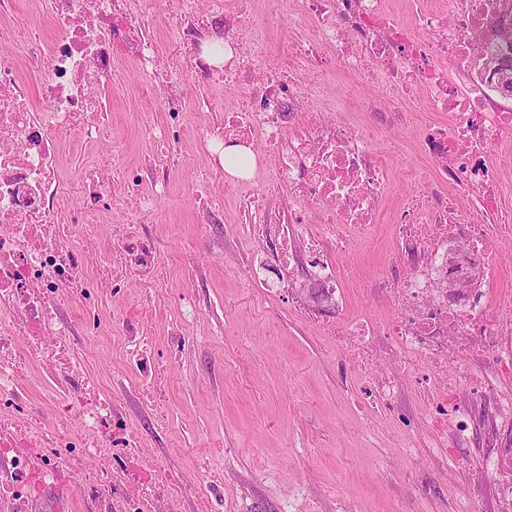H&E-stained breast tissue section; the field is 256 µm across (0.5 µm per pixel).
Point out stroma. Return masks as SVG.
<instances>
[{
  "instance_id": "35a3bbf8",
  "label": "stroma",
  "mask_w": 512,
  "mask_h": 512,
  "mask_svg": "<svg viewBox=\"0 0 512 512\" xmlns=\"http://www.w3.org/2000/svg\"><path fill=\"white\" fill-rule=\"evenodd\" d=\"M371 92L362 78L341 75L306 106L307 112L375 130L374 153L387 173L377 223L337 258L343 276L335 307L306 300L304 264L282 265L248 234L243 210L225 196L223 181L213 186L224 199L223 223H201L191 186L209 162L199 137L216 116L192 108L178 144L179 164L150 217L167 275L101 288L95 327L76 340L103 390L126 391L130 422L146 456L193 487L203 467L221 472L224 493L212 512H502L512 501V428L495 417L499 395L512 393V370L497 372L496 395H477L461 379L459 399L471 412L472 428L465 438L449 435L442 453L426 422L431 402L409 382L401 383L391 404L377 407L363 398L375 369H402L398 347L378 338L375 367L361 369L343 363L326 333L328 326L360 315L390 317L380 276L388 259L401 256L395 209L401 195L430 190L434 179L418 137L441 114L419 112L406 129L388 127L383 113L363 107ZM108 96L112 136L96 152L141 165L151 148L140 125L163 124L165 115L128 62H120ZM492 254L481 288L484 305L496 314L502 287L512 282V241L496 244ZM260 263L276 292L249 277ZM148 296L154 309L147 332L169 385V420L160 428L150 425L148 410L123 376L119 335L122 322L138 315ZM186 297L196 315L185 324V343L172 359L166 338Z\"/></svg>"
}]
</instances>
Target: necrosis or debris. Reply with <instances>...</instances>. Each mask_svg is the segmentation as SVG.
Listing matches in <instances>:
<instances>
[{"label":"necrosis or debris","mask_w":512,"mask_h":512,"mask_svg":"<svg viewBox=\"0 0 512 512\" xmlns=\"http://www.w3.org/2000/svg\"><path fill=\"white\" fill-rule=\"evenodd\" d=\"M251 2L211 0L203 21L194 0H177L178 38L168 55L130 0H48L53 31L43 42L32 39L28 17L0 27V41L24 42L47 73L37 93H29L18 63L0 56V512H29L50 485L77 493L91 512H182L181 481L162 462L145 458L122 401L85 373L70 342L78 325L64 320L60 300L78 303L86 313L82 324L94 323L98 296L86 275L87 254L102 249L94 213L117 209L125 198L141 217L154 211L177 164L192 106L219 115L199 139L204 152L219 144H259L270 156L257 181L225 174L220 157L211 154L193 191L223 179L250 215L248 231L278 225L273 246L284 262L292 254L287 226L316 212L319 228L309 239L306 265L313 286L328 289L340 278L334 251L376 223L387 177L370 132L322 117L300 119L304 105L319 84L343 72L365 77L376 89L367 111L390 113L397 122L408 112L442 113L445 123L424 130L419 149L456 195L400 210L403 262L387 270L397 314L382 324L351 320L336 337L355 360L379 334L413 355L401 376L377 379L371 397L391 402L400 377L414 378L435 400L432 426L453 420L461 438L471 415L455 398L458 377L449 366L464 364L474 390L484 394L491 389L489 364L512 360V344L504 342L512 335V302L504 301L503 315L494 317L478 290L452 301L439 285L453 278L460 254L485 265L494 232L512 229V216L498 209L507 186L493 162L501 143L512 139V92L489 83L485 68L489 54L512 59L495 32L503 18L512 19V0H452L448 10H417L411 24L395 18L383 0H292L289 27L309 22L313 33L280 57L266 56L258 45ZM216 37L224 40L220 65L204 51ZM121 60L149 76L165 73L158 96L165 123L143 129L152 161L126 169L119 193L107 157L88 161L78 185H70L61 171L60 137H107L110 107L100 90ZM452 67L464 72L463 82L450 79ZM223 84L245 90L243 109H223L210 96ZM272 190L285 197L275 211L266 207ZM74 192L91 210L67 209ZM117 237L102 249L113 281L157 272L159 248L143 220L120 225ZM121 333L128 368L144 396L162 408L155 346L142 318L124 321ZM475 353L486 366L466 363ZM37 366L51 373L58 390L47 419L25 386ZM75 418L81 423L76 433L70 429Z\"/></svg>","instance_id":"necrosis-or-debris-1"}]
</instances>
